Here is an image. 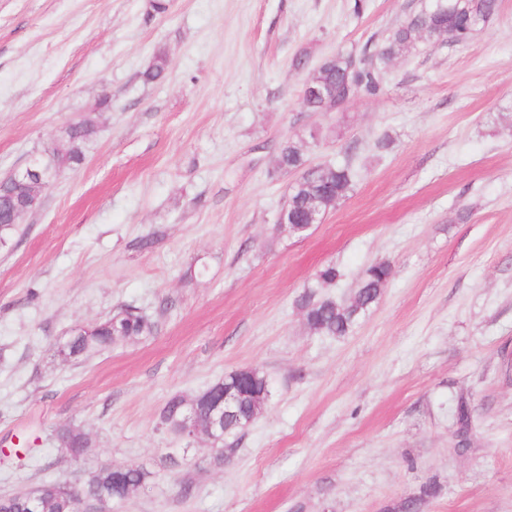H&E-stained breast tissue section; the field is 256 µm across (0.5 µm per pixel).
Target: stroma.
Returning <instances> with one entry per match:
<instances>
[{
  "mask_svg": "<svg viewBox=\"0 0 512 512\" xmlns=\"http://www.w3.org/2000/svg\"><path fill=\"white\" fill-rule=\"evenodd\" d=\"M170 2L0 0V177L71 123L96 128L0 250V495L121 465L152 478L112 512H384L427 482L422 512H512V0L337 112L303 105L311 70L412 0ZM159 54L165 78L144 83ZM288 140L357 171L302 237L278 227L300 177L275 168ZM376 263L391 277L353 330L311 331L297 299L317 272L336 266L316 295L344 304ZM126 305L153 335L56 355ZM244 367L271 398L231 463L160 427L169 397ZM67 423L91 441L72 461Z\"/></svg>",
  "mask_w": 512,
  "mask_h": 512,
  "instance_id": "obj_1",
  "label": "stroma"
}]
</instances>
